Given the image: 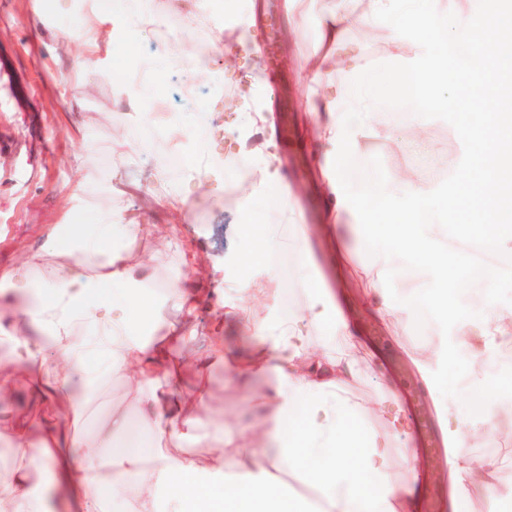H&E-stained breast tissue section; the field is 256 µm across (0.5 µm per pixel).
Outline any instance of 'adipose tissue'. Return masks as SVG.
<instances>
[{"instance_id": "ef3b65f1", "label": "adipose tissue", "mask_w": 512, "mask_h": 512, "mask_svg": "<svg viewBox=\"0 0 512 512\" xmlns=\"http://www.w3.org/2000/svg\"><path fill=\"white\" fill-rule=\"evenodd\" d=\"M53 14L71 15L79 57L111 73L118 39L128 27L154 19L155 0H50ZM471 0H329L318 20V75L337 70L353 50L346 31L361 22L388 32L397 64L389 78L366 76L362 64L348 71L347 92L312 98L311 122L324 145L319 177L333 194L327 212L336 230L361 239L390 243L377 274L393 269L400 251L420 260L434 303L447 304L457 280V255L465 248L492 244L512 248V0H488L472 13ZM473 48L464 60L454 50L460 30ZM414 104L408 135L420 136L439 112L462 114L458 124L467 159L461 179L437 188L405 171L384 185L356 195L338 165L346 154L396 138L381 119L383 103ZM141 145L165 130L184 151L189 180L209 178L181 117L173 112H134ZM274 155L259 154L256 179L241 189L249 206L261 188L277 184L283 204L295 211L293 192L281 186ZM445 204L464 222L450 237L445 220L434 214ZM385 214L387 223L374 222ZM146 230L119 212L92 224L54 225L40 250L0 265V349L5 378L29 384L27 414L0 422V441L21 462L0 475V504L27 505L30 512H416L412 479L394 475L388 440L401 432L398 397L384 430L367 433L345 387L358 370L355 329L324 289L309 297L302 321L271 327L249 308L230 306L233 320L250 343L240 355L224 347L222 327L198 337L186 323L203 291L188 278L169 280L161 295L147 291L150 266L138 252ZM482 314L450 315L452 333L419 366L435 393L440 418H447L448 363L459 353L483 355L512 344V313L491 299ZM323 327L325 338L309 343L306 325ZM223 366L229 383L256 375L272 377L263 395L266 428L255 445L210 417L208 380ZM109 378L119 379L124 397L110 401L99 417L89 414V392ZM306 412L292 416L297 404ZM140 414L147 443L129 441L133 414ZM502 419L491 408L487 425L450 428L446 441L454 460V496L479 490L488 499L512 500V484H502L494 460L465 455L474 436L490 439ZM193 448L210 456H190ZM292 464L314 490L313 500L295 496L279 477ZM136 487L128 501L120 491Z\"/></svg>"}]
</instances>
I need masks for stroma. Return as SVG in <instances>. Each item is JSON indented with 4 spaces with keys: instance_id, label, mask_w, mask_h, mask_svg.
Here are the masks:
<instances>
[{
    "instance_id": "35a3bbf8",
    "label": "stroma",
    "mask_w": 512,
    "mask_h": 512,
    "mask_svg": "<svg viewBox=\"0 0 512 512\" xmlns=\"http://www.w3.org/2000/svg\"><path fill=\"white\" fill-rule=\"evenodd\" d=\"M238 1L255 20L252 32L261 48H270L277 31L292 37L286 70L278 80H267L261 87L263 121L251 122L245 112L212 111V104L222 100L221 95L212 94V87L242 84L260 69L261 59L236 52L239 34L219 27L218 15L208 13L186 23L188 0H156L155 19L132 28L118 51V63L132 68L144 57L162 58L176 46L203 39L235 51L230 61L223 53L210 54L202 76L192 61H185L160 75L155 87L157 102L181 115L210 169L223 177L222 182L199 187L187 183L184 173L169 172L158 162L157 151L172 147L171 139L159 137L151 149L140 146L129 107L113 98L115 76L101 75L92 66L74 69L77 46L62 39L67 20L40 17L36 0H0V263L19 261L37 248L51 225L64 222L74 187L83 186L90 201L82 214L85 222H93L109 209L126 210L138 214L148 228L141 248L154 266L150 289L159 290L170 277L183 274L206 288L189 318L206 335L217 322H224V298L218 290L225 281L265 276L262 266L246 271L229 262L248 247L242 235L246 217L279 225L286 237L293 235L296 225H305L314 275H304L299 253L289 251L290 286L278 281L270 297L251 299L254 315L262 318L271 313L296 320L318 284L331 287L337 304L359 331L365 363L347 392L359 404L365 427L382 431L383 417L374 407L389 388L396 390L402 411L423 403L433 427H440L432 393L418 368L422 351L437 341L440 324H433L423 339L407 321L393 329L386 327L373 306L362 300L364 284L386 241L380 238L363 245L350 241L351 262L341 267L324 222L329 193L316 180L306 102L316 89L310 58L317 50L318 12L325 2L314 0L311 10L294 20L289 16V0H227L231 5ZM348 39L372 72L392 71L394 64L385 52L387 32L359 24L349 31ZM388 124L400 136V146L341 158L343 179L350 186L363 191L370 182L349 173L356 161L372 166L379 181L401 169L416 168L431 184L443 186L461 173L465 148L453 117L435 115L424 134L412 139L405 136V120L392 118ZM116 125L127 129L128 152L122 160L110 148ZM284 128L293 139L289 147L279 149L275 164L297 190L296 214L281 210L280 191L274 186L256 195L249 209H242L240 184L251 179L253 161L263 143L279 139ZM88 142L94 145L89 152L84 149ZM181 242L192 249L194 265L182 266L175 249ZM479 371L478 362L466 353L448 365V398L455 421L463 427L468 424L467 392ZM270 387V378L263 376L241 387L230 384L218 366L211 373L210 402L225 424L240 427L244 435L254 438L261 412L249 408L247 399L269 392Z\"/></svg>"
}]
</instances>
